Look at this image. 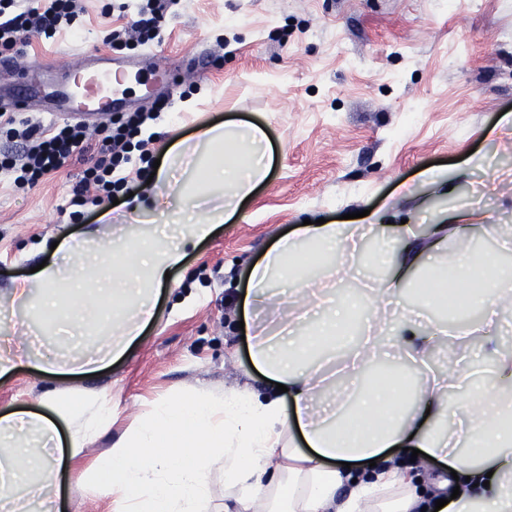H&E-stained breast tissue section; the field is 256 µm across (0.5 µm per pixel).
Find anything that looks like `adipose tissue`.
Masks as SVG:
<instances>
[{"label": "adipose tissue", "instance_id": "obj_1", "mask_svg": "<svg viewBox=\"0 0 512 512\" xmlns=\"http://www.w3.org/2000/svg\"><path fill=\"white\" fill-rule=\"evenodd\" d=\"M265 130L224 123L200 132L195 144L169 145L146 195L128 203L132 224L111 234L110 214L79 237H62L59 259L14 283L0 309L28 334L21 355L0 357V377L18 364L89 374L121 357L153 318L168 272L189 251L232 220L266 178L271 158ZM461 214L420 234L401 224H309L279 237L247 273L243 316L288 302L279 335L255 331L254 366L266 392L233 382L161 395L86 472V487L111 498L112 512H212V475L224 479L223 512H512V355L499 357L485 398L449 406L448 393L467 382L437 373L429 360L448 340L435 318H405L389 336L385 307L399 289L438 310L482 311L473 337L491 343L503 308L512 309V274L494 257L461 246L452 266L421 273L424 257L448 250L461 236ZM378 243L373 263L388 278L360 290L370 317L353 348L337 352L352 306L336 302L339 260L366 234ZM329 274L319 282L310 264ZM70 325L69 357L46 362L44 352ZM389 346L419 377L415 398L397 374L369 388L360 380L379 346ZM285 385L278 393L277 385ZM39 410L0 412V512H64L60 477L108 431V394L69 396L49 390ZM471 442L474 455L458 450ZM418 449L450 477L424 488L405 452ZM459 486L457 498L448 489ZM444 507H436L437 498Z\"/></svg>", "mask_w": 512, "mask_h": 512}]
</instances>
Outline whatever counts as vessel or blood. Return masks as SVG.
Returning <instances> with one entry per match:
<instances>
[{
    "mask_svg": "<svg viewBox=\"0 0 512 512\" xmlns=\"http://www.w3.org/2000/svg\"><path fill=\"white\" fill-rule=\"evenodd\" d=\"M125 80L126 72L119 67L91 68L82 59L62 62L58 116L115 112L121 102L119 93Z\"/></svg>",
    "mask_w": 512,
    "mask_h": 512,
    "instance_id": "b4317fda",
    "label": "vessel or blood"
}]
</instances>
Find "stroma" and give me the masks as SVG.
Returning a JSON list of instances; mask_svg holds the SVG:
<instances>
[{
    "instance_id": "1",
    "label": "stroma",
    "mask_w": 512,
    "mask_h": 512,
    "mask_svg": "<svg viewBox=\"0 0 512 512\" xmlns=\"http://www.w3.org/2000/svg\"><path fill=\"white\" fill-rule=\"evenodd\" d=\"M75 21L53 37L20 34L16 51H0V101L13 105L26 66L41 90L12 115L48 130L59 89L56 64L100 52L134 59L142 70L125 92V111L151 110L152 81L163 75L174 99L153 141L162 157L174 140H193L217 123L248 122L273 149L267 179L239 214L177 269L154 321L126 353L86 375L18 367L0 378V407H35L43 389L112 396L113 434L146 401L198 382L220 384L256 374L238 326L237 281L280 236L304 220L337 223L370 210L386 224L423 229L442 211L472 213L469 237L498 253L512 225V0H179L152 49L113 43L135 17L122 0H82ZM90 153L74 157L36 186L18 187L0 170V295L51 254V245L97 223L102 206L72 203ZM437 166L449 184L441 196L420 181ZM413 183L414 196L399 186ZM497 352L472 341L458 348L475 387L490 384L495 353L512 354V310L503 313ZM98 443L66 468L70 512H111L109 498L83 479Z\"/></svg>"
}]
</instances>
